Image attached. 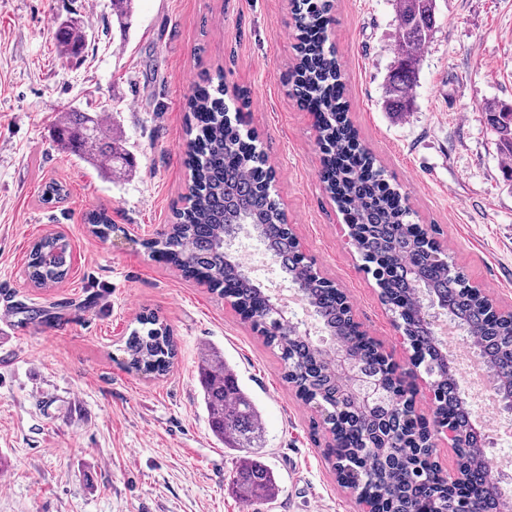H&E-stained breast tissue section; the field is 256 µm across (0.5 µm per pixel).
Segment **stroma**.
<instances>
[{
  "instance_id": "obj_1",
  "label": "stroma",
  "mask_w": 512,
  "mask_h": 512,
  "mask_svg": "<svg viewBox=\"0 0 512 512\" xmlns=\"http://www.w3.org/2000/svg\"><path fill=\"white\" fill-rule=\"evenodd\" d=\"M327 48L362 145L449 263L496 306L512 309V181L483 105L512 102V0H437L415 109L383 106L394 0H332ZM74 19L84 58L60 55ZM297 30L289 0H134L126 30L112 0H0V512H251L232 492L236 459L200 404L201 349L223 352L262 411L265 464L277 494L261 512H362L337 483L320 412L283 379L268 347L232 304L147 248L181 207L187 104L203 75L223 71L224 102L275 171L271 194L301 251L347 295L353 317L391 354L417 416L432 420L413 350L321 180L315 113L288 87ZM100 113L133 156L109 178L53 136L70 109ZM51 181L68 190L50 204ZM106 210L104 238L86 216ZM64 232L70 274L36 287L27 255ZM152 312L178 350L163 377L128 369L124 341Z\"/></svg>"
}]
</instances>
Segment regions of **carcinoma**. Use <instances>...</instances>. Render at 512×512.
<instances>
[{
  "label": "carcinoma",
  "instance_id": "cac0c4a2",
  "mask_svg": "<svg viewBox=\"0 0 512 512\" xmlns=\"http://www.w3.org/2000/svg\"><path fill=\"white\" fill-rule=\"evenodd\" d=\"M298 32V58L291 92L319 105V141L323 147V182L326 191L345 213L350 235L364 261L375 265L380 297L404 325L417 356L434 365L433 385L441 396V411L465 431L469 412L458 381L448 371V348L422 315L428 301L439 296L448 302L451 320L481 350V358L496 369L500 385L512 388V321L486 312V303L469 291L465 275L448 264L428 239V233L409 221L396 189L381 179L375 159L363 148L348 119L341 68L325 50L331 0H291ZM436 0H396L397 24L393 58L384 80L383 104L402 117L414 111L412 90L418 81L421 53L436 28ZM119 28L127 25L130 0H112ZM85 36L75 22L59 28L60 52L78 56ZM224 74L206 76L189 102L185 163L191 182L185 206L175 222L163 227L148 248L188 276L228 290L266 344L278 349L284 379L305 400L326 412L329 431L337 437L333 451L346 470L360 472L366 496L391 512H424L438 490L437 472L414 471L417 458L406 457L408 445L405 409L393 397L366 399L360 387L348 382L341 396L340 377L332 370L336 346L350 336L351 314L345 296L320 277L297 249L280 203L271 196L272 170L264 155L242 141L237 125L225 114ZM488 124L498 137L502 154L512 157V103L490 101L483 106ZM60 144L83 160L101 164L105 174H120L129 160L120 142L102 131L95 112L75 109L57 128ZM93 233L107 236L114 229L106 210L89 214ZM243 232L252 233L279 262L288 281L304 289L309 307L332 338L333 347L315 345L252 279L230 251ZM69 242L56 234L36 241L28 268L38 288H49L69 274ZM139 327L126 337L124 351L129 369L145 374H167L177 353L170 328L149 313L137 318ZM354 373L362 381L381 378L380 367L359 351ZM201 403L213 434L237 453L233 489L246 504L274 497L276 482L261 461L264 433L261 412L239 382L224 355L205 348L198 364ZM473 476L476 512H505L503 500L489 478L487 462L475 455L460 456Z\"/></svg>",
  "mask_w": 512,
  "mask_h": 512
}]
</instances>
